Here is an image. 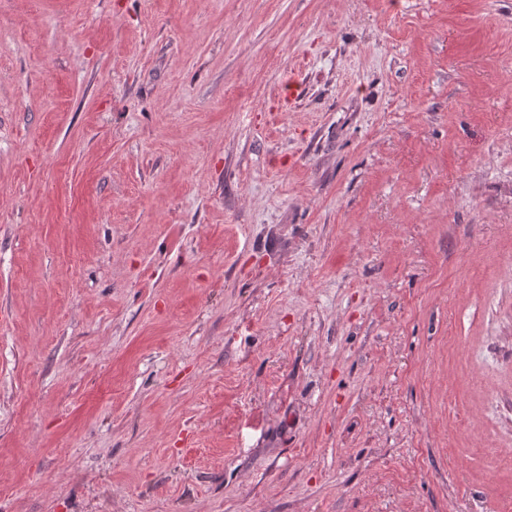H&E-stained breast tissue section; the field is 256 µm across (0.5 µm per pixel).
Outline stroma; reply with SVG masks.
<instances>
[{"mask_svg": "<svg viewBox=\"0 0 512 512\" xmlns=\"http://www.w3.org/2000/svg\"><path fill=\"white\" fill-rule=\"evenodd\" d=\"M0 512H512V0H0Z\"/></svg>", "mask_w": 512, "mask_h": 512, "instance_id": "stroma-1", "label": "stroma"}]
</instances>
